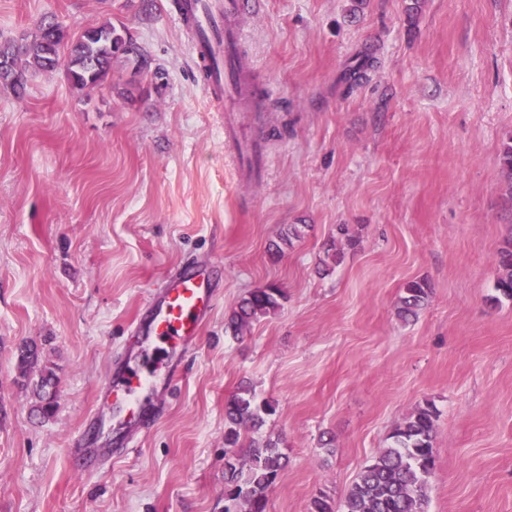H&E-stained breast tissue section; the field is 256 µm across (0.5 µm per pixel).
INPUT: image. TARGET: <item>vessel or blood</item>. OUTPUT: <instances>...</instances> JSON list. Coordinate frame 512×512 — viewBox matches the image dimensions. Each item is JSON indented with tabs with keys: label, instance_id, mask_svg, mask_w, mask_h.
<instances>
[{
	"label": "vessel or blood",
	"instance_id": "obj_1",
	"mask_svg": "<svg viewBox=\"0 0 512 512\" xmlns=\"http://www.w3.org/2000/svg\"><path fill=\"white\" fill-rule=\"evenodd\" d=\"M260 9L259 0H179L177 4L181 24L196 37L195 52L203 71L205 92L221 100L230 115L224 123V138L228 141L238 139L240 133L232 113L251 111V103L259 93L258 87L246 78L235 19ZM215 273L211 265L187 267L152 295L97 395L101 412L94 415L93 421L105 424V442L75 449V469L97 470L106 451L124 455L136 447L138 434L149 427L159 412L158 407L150 405V396L171 391L180 357L198 341L212 312L216 302ZM155 342L165 345V367L149 377L135 363L147 355L149 345Z\"/></svg>",
	"mask_w": 512,
	"mask_h": 512
}]
</instances>
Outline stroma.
<instances>
[{"label":"stroma","mask_w":512,"mask_h":512,"mask_svg":"<svg viewBox=\"0 0 512 512\" xmlns=\"http://www.w3.org/2000/svg\"><path fill=\"white\" fill-rule=\"evenodd\" d=\"M177 0H0V38L52 18L72 35L128 28L99 89L65 67L0 87V512H224V401L277 403L258 432L287 466L267 512L340 504L419 405L437 410L427 512H512V303H492L512 236L499 153L512 135V0H266L239 19L264 88L249 125L262 167L224 148ZM376 59L367 81L343 74ZM303 227L282 257L269 245ZM358 238L325 266L337 225ZM217 263L218 299L155 425L130 454L75 471L97 391L150 294ZM429 297L405 322V285ZM278 284L240 336L227 316ZM59 378L31 411L16 351ZM284 294L273 285L257 288L244 297L233 310L227 321V328L234 335H239L253 322L274 314L280 307ZM40 353L37 346L23 344L18 347L16 354L17 369L20 378L29 379L31 369L35 368L39 363Z\"/></svg>","instance_id":"35a3bbf8"}]
</instances>
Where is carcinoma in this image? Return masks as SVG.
<instances>
[{"mask_svg": "<svg viewBox=\"0 0 512 512\" xmlns=\"http://www.w3.org/2000/svg\"><path fill=\"white\" fill-rule=\"evenodd\" d=\"M64 48L68 51L67 76L79 91L104 82L115 59L124 58L139 67L147 66L146 58L134 46L127 29L116 27L110 20L86 29L76 39L60 24L42 21L24 41H0V56L10 60L9 68L0 70V86L21 93L29 76L54 69L52 56ZM372 67L373 59L361 55L346 71L344 79L356 82L365 78ZM499 159L512 189V135L503 141ZM495 266V301L512 302V239L498 250ZM428 296L426 282H408L397 315L403 320L416 316ZM283 298L282 290L273 285L249 292L230 314L227 328L235 335L242 333L253 322L275 313ZM39 356L34 345L18 347L16 361L21 378H29L31 369L39 363ZM33 394L36 402L32 411L44 419L51 417L56 399V379L51 369H40ZM275 412V401L257 399L249 387L238 389L226 400L224 485L230 505L224 512H267L269 494L286 466L278 442L270 438L261 443L254 441L243 452L238 450V445L241 432L257 431L264 416ZM436 419L433 404L426 402L417 407L394 428L390 445L361 471L339 508H334L327 498L317 497L311 502L310 512H426L427 488L435 466Z\"/></svg>", "mask_w": 512, "mask_h": 512, "instance_id": "cac0c4a2", "label": "carcinoma"}]
</instances>
